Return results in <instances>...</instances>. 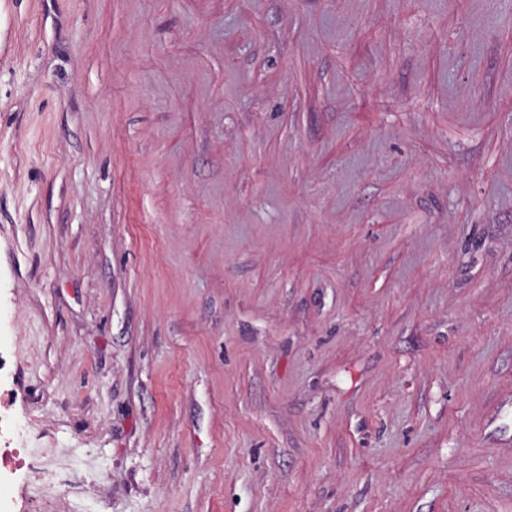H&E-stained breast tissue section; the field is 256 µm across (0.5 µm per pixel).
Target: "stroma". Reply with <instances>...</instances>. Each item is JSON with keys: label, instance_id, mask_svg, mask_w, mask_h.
I'll return each mask as SVG.
<instances>
[{"label": "stroma", "instance_id": "stroma-1", "mask_svg": "<svg viewBox=\"0 0 512 512\" xmlns=\"http://www.w3.org/2000/svg\"><path fill=\"white\" fill-rule=\"evenodd\" d=\"M0 512H512V0H0Z\"/></svg>", "mask_w": 512, "mask_h": 512}]
</instances>
